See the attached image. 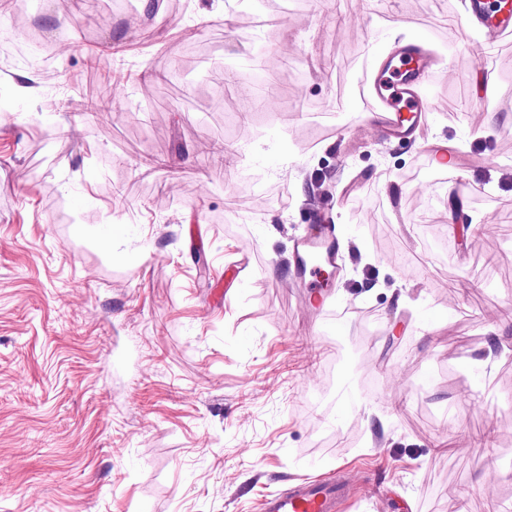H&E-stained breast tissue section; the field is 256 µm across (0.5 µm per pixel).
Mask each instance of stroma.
<instances>
[{
    "label": "stroma",
    "instance_id": "obj_1",
    "mask_svg": "<svg viewBox=\"0 0 512 512\" xmlns=\"http://www.w3.org/2000/svg\"><path fill=\"white\" fill-rule=\"evenodd\" d=\"M189 2L0 11L53 48L51 80L0 72V512H261L340 468L371 487L348 512H512V37L486 45L462 0H295L255 112L243 6ZM426 36V135L492 196L465 224L416 144L351 109ZM93 51L105 112L78 105ZM318 189L341 261L313 315L289 260ZM425 224L452 255L416 270L369 234L418 252Z\"/></svg>",
    "mask_w": 512,
    "mask_h": 512
}]
</instances>
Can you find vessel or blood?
Listing matches in <instances>:
<instances>
[{"label":"vessel or blood","mask_w":512,"mask_h":512,"mask_svg":"<svg viewBox=\"0 0 512 512\" xmlns=\"http://www.w3.org/2000/svg\"><path fill=\"white\" fill-rule=\"evenodd\" d=\"M465 15L480 19L490 40L512 36V0H463ZM436 60L415 41L402 47L398 64L386 65L370 74L362 86L367 110L377 129L399 139L420 142V151L434 157L423 142L430 106L419 87L422 75ZM339 239L331 225L318 233H307L294 243L290 276L306 288V298L315 310H322L331 297L324 282L323 267H337ZM357 496L342 473L300 479L288 490L263 503V512H346Z\"/></svg>","instance_id":"b4317fda"}]
</instances>
